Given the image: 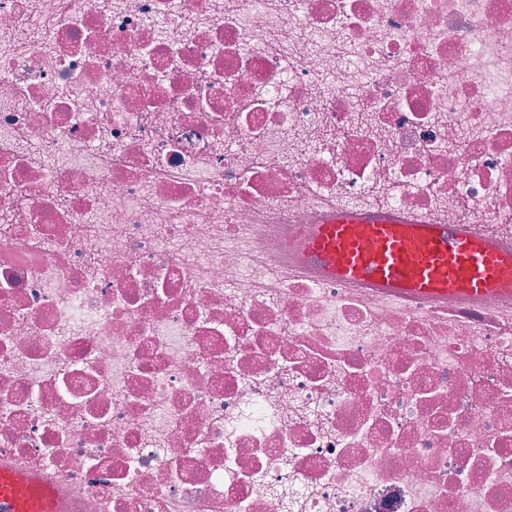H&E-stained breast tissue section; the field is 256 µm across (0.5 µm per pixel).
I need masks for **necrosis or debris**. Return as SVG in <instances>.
I'll return each instance as SVG.
<instances>
[{
    "instance_id": "obj_1",
    "label": "necrosis or debris",
    "mask_w": 512,
    "mask_h": 512,
    "mask_svg": "<svg viewBox=\"0 0 512 512\" xmlns=\"http://www.w3.org/2000/svg\"><path fill=\"white\" fill-rule=\"evenodd\" d=\"M512 245V0H0V461L67 512H512V296L289 228ZM298 247L327 276L384 288L388 298L512 295V250L464 225L336 210Z\"/></svg>"
}]
</instances>
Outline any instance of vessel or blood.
Here are the masks:
<instances>
[{"label":"vessel or blood","mask_w":512,"mask_h":512,"mask_svg":"<svg viewBox=\"0 0 512 512\" xmlns=\"http://www.w3.org/2000/svg\"><path fill=\"white\" fill-rule=\"evenodd\" d=\"M298 247L327 276L366 282L390 298L512 295V250L464 225L337 210L304 231ZM0 512H64V506L52 484L1 464Z\"/></svg>","instance_id":"obj_1"}]
</instances>
